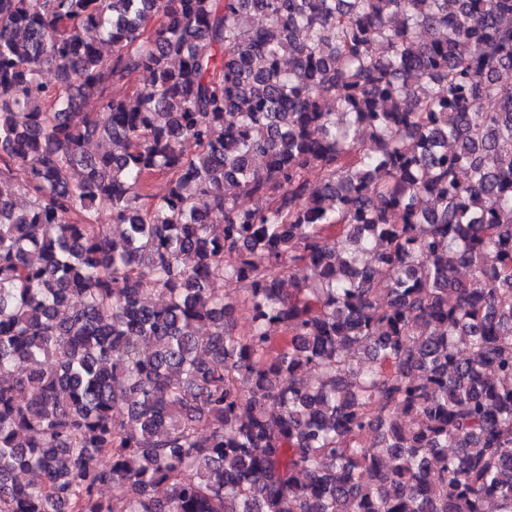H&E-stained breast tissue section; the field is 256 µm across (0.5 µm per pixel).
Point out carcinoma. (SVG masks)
I'll return each mask as SVG.
<instances>
[{"label":"carcinoma","instance_id":"1","mask_svg":"<svg viewBox=\"0 0 512 512\" xmlns=\"http://www.w3.org/2000/svg\"><path fill=\"white\" fill-rule=\"evenodd\" d=\"M0 512H512V0H0Z\"/></svg>","mask_w":512,"mask_h":512}]
</instances>
